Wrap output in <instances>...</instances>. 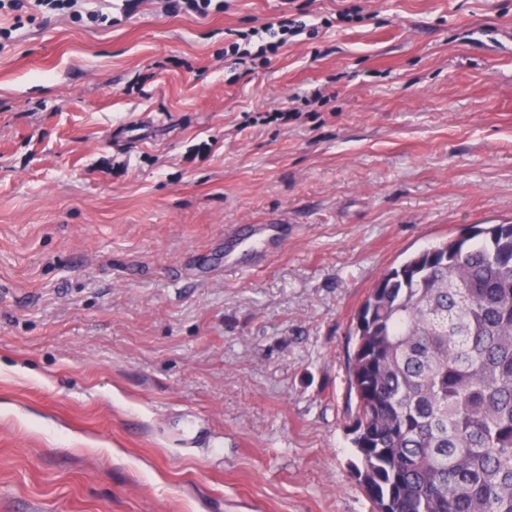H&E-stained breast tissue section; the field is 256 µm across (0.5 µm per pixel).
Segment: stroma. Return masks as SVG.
Here are the masks:
<instances>
[{"label":"stroma","instance_id":"stroma-1","mask_svg":"<svg viewBox=\"0 0 512 512\" xmlns=\"http://www.w3.org/2000/svg\"><path fill=\"white\" fill-rule=\"evenodd\" d=\"M294 5L247 66L285 0L0 10V512H371L355 315L512 224V0ZM307 28V24L303 21H297L294 18H284L279 21L277 29L273 26H267L262 29L252 30L248 32L231 33L236 38L229 41L228 48L224 49V55L236 61V64H255L258 59L267 60L268 53H275L277 49L288 41L285 36H298ZM258 39V44L253 38ZM254 41V42H253ZM254 44V47H251ZM254 48V49H253Z\"/></svg>","mask_w":512,"mask_h":512}]
</instances>
